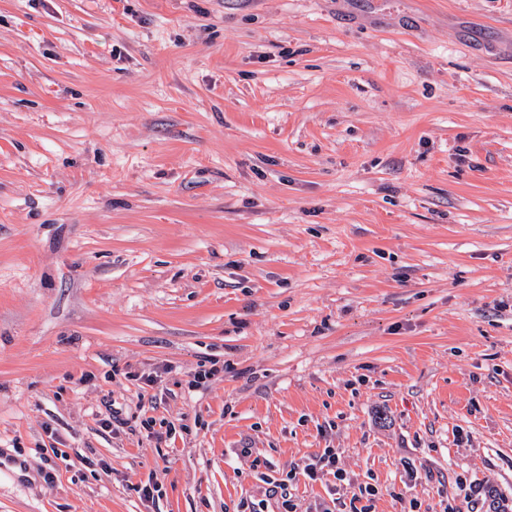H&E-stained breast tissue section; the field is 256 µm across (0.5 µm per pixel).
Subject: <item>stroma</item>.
Masks as SVG:
<instances>
[{"instance_id":"obj_1","label":"stroma","mask_w":512,"mask_h":512,"mask_svg":"<svg viewBox=\"0 0 512 512\" xmlns=\"http://www.w3.org/2000/svg\"><path fill=\"white\" fill-rule=\"evenodd\" d=\"M325 448L512 505V0H0V512Z\"/></svg>"}]
</instances>
